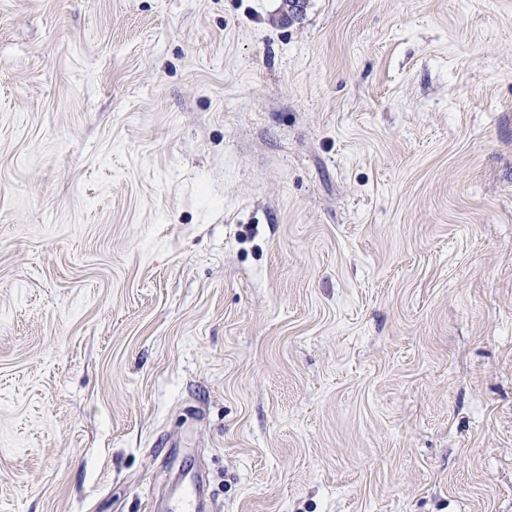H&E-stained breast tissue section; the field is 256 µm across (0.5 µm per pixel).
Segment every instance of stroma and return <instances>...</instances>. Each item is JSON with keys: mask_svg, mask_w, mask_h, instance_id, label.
I'll return each mask as SVG.
<instances>
[{"mask_svg": "<svg viewBox=\"0 0 512 512\" xmlns=\"http://www.w3.org/2000/svg\"><path fill=\"white\" fill-rule=\"evenodd\" d=\"M0 0V512H512V0Z\"/></svg>", "mask_w": 512, "mask_h": 512, "instance_id": "1", "label": "stroma"}]
</instances>
